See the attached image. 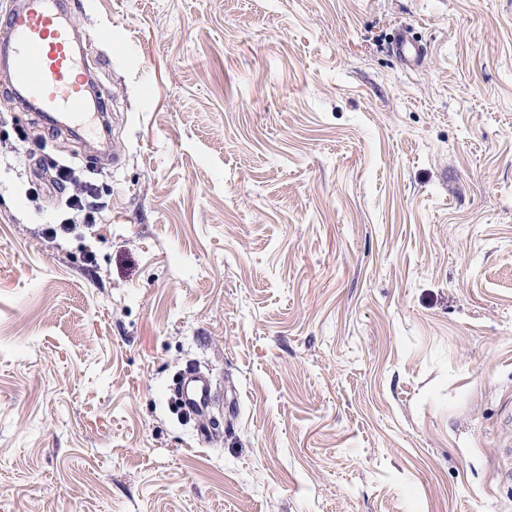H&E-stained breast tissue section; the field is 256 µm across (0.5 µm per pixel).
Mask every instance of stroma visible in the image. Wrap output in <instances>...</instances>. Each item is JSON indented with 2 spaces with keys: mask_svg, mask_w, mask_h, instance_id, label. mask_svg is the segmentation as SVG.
I'll list each match as a JSON object with an SVG mask.
<instances>
[{
  "mask_svg": "<svg viewBox=\"0 0 512 512\" xmlns=\"http://www.w3.org/2000/svg\"><path fill=\"white\" fill-rule=\"evenodd\" d=\"M81 3L117 163L0 85V512H512V0ZM394 49L397 56L410 67L420 65L426 53L424 48L405 30L396 36ZM171 390L195 415L205 414L216 403V384L210 375L202 372L183 373L174 381Z\"/></svg>",
  "mask_w": 512,
  "mask_h": 512,
  "instance_id": "1",
  "label": "stroma"
}]
</instances>
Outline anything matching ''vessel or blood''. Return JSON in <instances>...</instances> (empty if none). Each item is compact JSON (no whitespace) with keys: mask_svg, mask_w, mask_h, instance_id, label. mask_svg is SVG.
Listing matches in <instances>:
<instances>
[{"mask_svg":"<svg viewBox=\"0 0 512 512\" xmlns=\"http://www.w3.org/2000/svg\"><path fill=\"white\" fill-rule=\"evenodd\" d=\"M65 0H22L4 27L16 65L9 80L28 102L43 112L63 111L83 120L89 105L88 81L74 55V16ZM397 56L408 66L421 64L425 50L408 32L394 40ZM173 394L194 413H206L216 402L217 387L208 374L188 371L176 379Z\"/></svg>","mask_w":512,"mask_h":512,"instance_id":"b4317fda","label":"vessel or blood"}]
</instances>
